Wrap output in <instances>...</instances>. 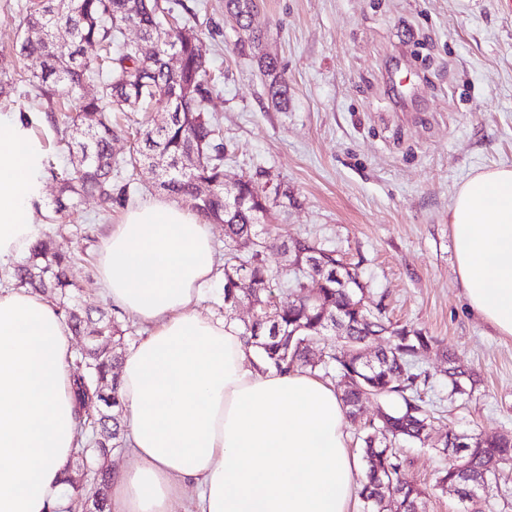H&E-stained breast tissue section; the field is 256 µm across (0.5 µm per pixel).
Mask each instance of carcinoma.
<instances>
[{"label":"carcinoma","mask_w":512,"mask_h":512,"mask_svg":"<svg viewBox=\"0 0 512 512\" xmlns=\"http://www.w3.org/2000/svg\"><path fill=\"white\" fill-rule=\"evenodd\" d=\"M178 6L182 11H175L171 0H43L40 6L25 0L22 50L42 60L41 72L28 78L29 93L59 109L76 92L82 100L74 116L47 113L55 128L73 127L82 135L68 145L71 168L44 167V174L59 184L48 220L58 223L86 199L110 215L114 206L128 200L138 169L145 164L154 167L161 189L203 220L224 225V310L240 302L254 306L244 335L269 365L285 372L301 369L316 377L334 370L340 400L352 421L363 415L367 404H379L360 436L364 472L358 496L367 512H422L426 491L403 478L400 444L424 445L430 438L435 416L425 396L432 376L419 363L433 347V338L394 326L384 310L374 312L361 305L367 285L358 267L344 263L333 250L299 238L282 244L288 256L284 267L275 270L269 265L273 225L269 221L262 227L260 219L273 208V201L252 177L241 178L232 193L224 191V137L209 113L215 83L207 47L198 35L191 40L181 36L190 10L181 2ZM253 7V0H228L236 24L255 42L258 37L243 23ZM129 27L151 41L152 53L125 39ZM86 46L96 48V56L84 57ZM171 54L179 56L175 67L169 65ZM263 65L271 76L268 96L281 107L287 103L286 83L273 60ZM154 106L164 107L169 120L148 130L132 153L115 159L112 141L119 126L112 124V113ZM116 168L128 173L126 182L112 180ZM201 182L210 186L202 196L197 191ZM82 262L79 254L57 251L45 233L11 273L17 287L45 296L74 332L89 337L88 346L72 363L78 424L74 463L89 470L87 484L70 485L71 494L52 512H72V505L88 494L96 512H110L108 459L126 445L116 372L121 357L115 352L125 330L111 314L101 311L95 318L74 304L79 285L71 270ZM313 265L321 270L315 287L309 278ZM242 278L253 285L248 293L237 287ZM276 286L292 300L276 303ZM338 322L342 343L335 347L326 344V337L336 332ZM378 342L384 346L369 366L363 351ZM445 376L450 401L467 394L465 381L475 384L451 358ZM441 448L454 460L439 472L436 486L453 489L461 499L485 490L512 465L508 432L492 438L472 436L461 445L450 430Z\"/></svg>","instance_id":"cac0c4a2"}]
</instances>
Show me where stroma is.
<instances>
[{
	"mask_svg": "<svg viewBox=\"0 0 512 512\" xmlns=\"http://www.w3.org/2000/svg\"><path fill=\"white\" fill-rule=\"evenodd\" d=\"M210 48L217 91L210 111L223 128L229 176L252 175L288 194L274 225L284 241L307 238L357 266L372 304L392 322L433 336L422 366L441 377L446 354L476 374L470 396L437 390L436 439L512 433V338L472 312L463 295L448 208L479 171L512 165V0H256L248 42L226 0H183ZM20 0H0V56L22 76L0 109L19 111L40 61L20 54ZM275 58L288 105L275 108L260 56ZM410 95L389 91L401 60ZM116 216L85 200L55 240L97 255ZM82 306L126 328L124 349L146 334L100 295L96 270L79 266ZM403 477L426 491L425 512H512V471L469 501L442 492L447 459L406 446Z\"/></svg>",
	"mask_w": 512,
	"mask_h": 512,
	"instance_id": "stroma-1",
	"label": "stroma"
}]
</instances>
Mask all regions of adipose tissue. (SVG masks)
<instances>
[{"mask_svg": "<svg viewBox=\"0 0 512 512\" xmlns=\"http://www.w3.org/2000/svg\"><path fill=\"white\" fill-rule=\"evenodd\" d=\"M41 144L0 113V267L42 231ZM471 310L512 337V165L460 187L448 209ZM216 271L213 235L160 198L127 208L103 238L99 285L150 325L125 356L119 394L131 467L112 475V512H351L360 478L334 389L266 366L236 322L195 308ZM70 329L42 297L0 289V512H50L66 490L77 421Z\"/></svg>", "mask_w": 512, "mask_h": 512, "instance_id": "ef3b65f1", "label": "adipose tissue"}]
</instances>
